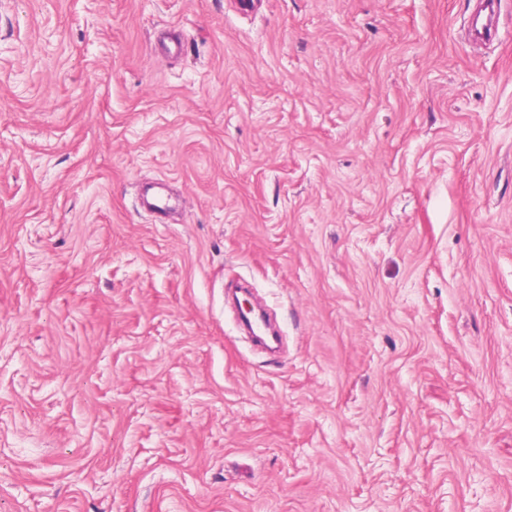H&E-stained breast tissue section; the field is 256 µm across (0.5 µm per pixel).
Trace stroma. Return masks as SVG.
Returning <instances> with one entry per match:
<instances>
[{"instance_id":"obj_1","label":"stroma","mask_w":512,"mask_h":512,"mask_svg":"<svg viewBox=\"0 0 512 512\" xmlns=\"http://www.w3.org/2000/svg\"><path fill=\"white\" fill-rule=\"evenodd\" d=\"M499 2L0 0V512H512Z\"/></svg>"}]
</instances>
